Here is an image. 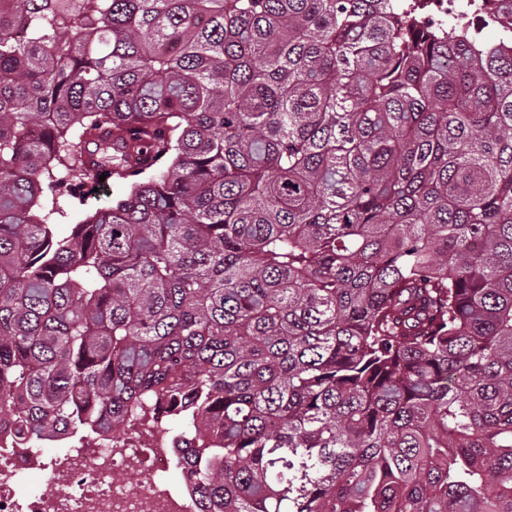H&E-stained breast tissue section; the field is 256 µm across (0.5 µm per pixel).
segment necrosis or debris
Returning <instances> with one entry per match:
<instances>
[{
    "label": "necrosis or debris",
    "instance_id": "4bbe7bcc",
    "mask_svg": "<svg viewBox=\"0 0 512 512\" xmlns=\"http://www.w3.org/2000/svg\"><path fill=\"white\" fill-rule=\"evenodd\" d=\"M440 28L494 31L500 45L512 42V20L500 0H423ZM163 412L129 420L123 436L90 440L71 434L7 445L0 442V512H197V494L182 469ZM43 476L54 493L33 491Z\"/></svg>",
    "mask_w": 512,
    "mask_h": 512
}]
</instances>
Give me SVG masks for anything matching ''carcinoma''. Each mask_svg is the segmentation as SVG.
<instances>
[{"label": "carcinoma", "mask_w": 512, "mask_h": 512, "mask_svg": "<svg viewBox=\"0 0 512 512\" xmlns=\"http://www.w3.org/2000/svg\"><path fill=\"white\" fill-rule=\"evenodd\" d=\"M89 144L129 188L58 240ZM147 404L200 512H512V51L393 0H0V437Z\"/></svg>", "instance_id": "carcinoma-1"}]
</instances>
